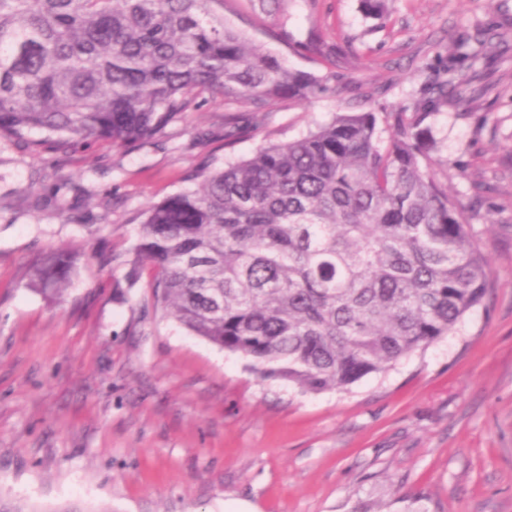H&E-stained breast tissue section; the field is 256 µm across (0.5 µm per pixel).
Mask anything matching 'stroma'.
Segmentation results:
<instances>
[{
    "label": "stroma",
    "instance_id": "1",
    "mask_svg": "<svg viewBox=\"0 0 512 512\" xmlns=\"http://www.w3.org/2000/svg\"><path fill=\"white\" fill-rule=\"evenodd\" d=\"M287 39L254 0L224 19L289 65L336 72L335 92L274 101L224 148L242 111L193 100L149 143L33 149L0 142V502L32 512H512V57L498 96L425 121L438 179L473 207L494 286L456 330L346 391L264 380L245 358L156 311L149 267L131 275L142 212L190 176L287 141L338 112H394L437 58L512 0H389L370 31L359 0H285ZM317 39L319 51L300 43ZM89 258L64 300L28 287L43 252Z\"/></svg>",
    "mask_w": 512,
    "mask_h": 512
}]
</instances>
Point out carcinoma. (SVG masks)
I'll return each mask as SVG.
<instances>
[{
    "instance_id": "obj_1",
    "label": "carcinoma",
    "mask_w": 512,
    "mask_h": 512,
    "mask_svg": "<svg viewBox=\"0 0 512 512\" xmlns=\"http://www.w3.org/2000/svg\"><path fill=\"white\" fill-rule=\"evenodd\" d=\"M257 2L287 33L284 0ZM360 3L384 18L386 0ZM510 50L505 28L480 27L414 111L339 112L152 204L133 254L154 272V307L306 393L346 390L447 337L493 278L467 209L435 178L425 110L488 93L475 62ZM334 78L267 53L224 21V0H0L1 141L135 146L204 93L259 112ZM80 260L45 252L28 286L60 300Z\"/></svg>"
}]
</instances>
